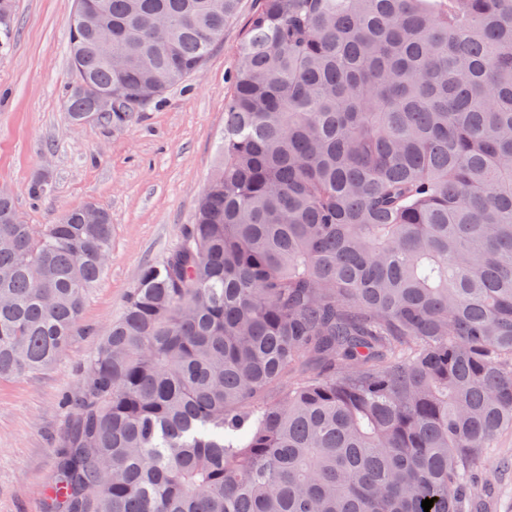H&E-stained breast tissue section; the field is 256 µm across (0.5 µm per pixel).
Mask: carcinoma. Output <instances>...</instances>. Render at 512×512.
I'll list each match as a JSON object with an SVG mask.
<instances>
[{
	"label": "carcinoma",
	"mask_w": 512,
	"mask_h": 512,
	"mask_svg": "<svg viewBox=\"0 0 512 512\" xmlns=\"http://www.w3.org/2000/svg\"><path fill=\"white\" fill-rule=\"evenodd\" d=\"M239 0H77L71 120L196 74ZM15 36L0 0V51ZM221 160L89 361L50 512H470L512 428V0H259ZM112 216L0 192V379L65 352Z\"/></svg>",
	"instance_id": "carcinoma-1"
}]
</instances>
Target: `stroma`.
Returning a JSON list of instances; mask_svg holds the SVG:
<instances>
[{
  "instance_id": "1",
  "label": "stroma",
  "mask_w": 512,
  "mask_h": 512,
  "mask_svg": "<svg viewBox=\"0 0 512 512\" xmlns=\"http://www.w3.org/2000/svg\"><path fill=\"white\" fill-rule=\"evenodd\" d=\"M256 0H241L200 72L120 129L72 124L65 100L75 0H16L15 39L0 54V191L30 224H53L88 204L112 216V253L86 298L82 327L49 369L0 381V512H47L52 478L88 361L119 320L143 266L178 244L218 160L224 105ZM48 183L39 199L28 193ZM475 483L473 512H512V430L502 432Z\"/></svg>"
}]
</instances>
